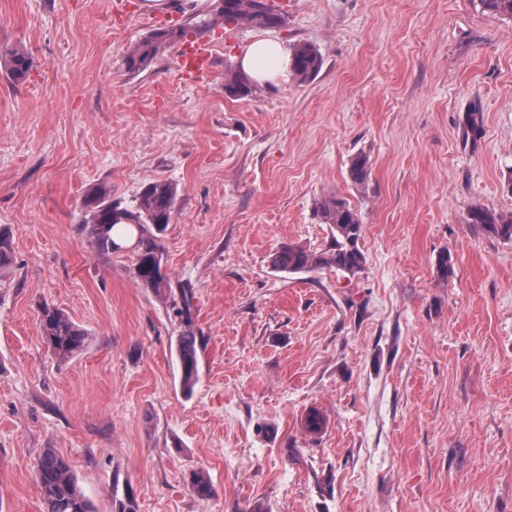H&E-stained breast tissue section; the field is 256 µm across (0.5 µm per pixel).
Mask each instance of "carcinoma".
<instances>
[{
  "label": "carcinoma",
  "instance_id": "obj_1",
  "mask_svg": "<svg viewBox=\"0 0 512 512\" xmlns=\"http://www.w3.org/2000/svg\"><path fill=\"white\" fill-rule=\"evenodd\" d=\"M489 13L512 19V0H480ZM284 16L265 0H219L207 14L185 25L157 28L131 44L123 55V64L129 72L146 70L168 47L183 42L189 35L215 27L273 29L283 25ZM323 64L321 54L310 43L297 44L290 52L289 73L305 82L315 76ZM32 67L27 52L14 49L8 53L7 69L17 83L25 80ZM252 93L251 82L238 66L225 67L224 95L244 98ZM349 175L356 184L363 185L370 175V159L358 154L350 161ZM177 185L161 179L148 184L137 196L135 205L126 208L112 201V187L100 183L84 198L86 220L83 232L99 252L120 251L128 241L138 242L133 251V275L143 286L162 292L169 287V277L162 272L160 240L175 217ZM314 214L322 224L329 225L331 241L323 251H311L298 244H284L270 255L271 268L279 273L312 272L325 267L352 274L360 271L365 257L358 247L363 224L358 211L343 198L323 196L316 200ZM467 222L479 224L490 233L512 241V216L505 217L481 205H473L467 213ZM193 292L179 289L171 308L182 322H192ZM42 336L56 358L65 361L80 352L87 342V333L71 316L54 304L43 303L39 308ZM178 361L183 389L190 393L198 381L197 336L186 331L178 343ZM36 484L43 512H92L91 505L81 493L68 460L49 448L36 466ZM192 491L200 498H209L213 487L208 473L197 470L190 480Z\"/></svg>",
  "mask_w": 512,
  "mask_h": 512
}]
</instances>
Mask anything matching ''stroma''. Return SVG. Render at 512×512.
<instances>
[{"mask_svg": "<svg viewBox=\"0 0 512 512\" xmlns=\"http://www.w3.org/2000/svg\"><path fill=\"white\" fill-rule=\"evenodd\" d=\"M112 2L0 0V512H42L47 448L94 512H512V241L466 221L477 202L512 214V19L480 0H273V36L323 66L230 99L225 64L256 30L202 33V81L172 47L131 73L126 47L159 23L145 0L113 21ZM158 179L178 189L161 250L193 291L188 327L131 252L81 229L95 184L128 207ZM323 195L358 210L362 270L272 271L281 245H328ZM45 301L88 334L69 360L41 335ZM212 67L211 48L206 43L188 45L178 55V69L188 79H201ZM31 67V58L24 50L14 49L8 53L7 69L14 82L20 83L25 80ZM178 361L181 372V383L187 393H191L198 381L197 336L185 331L178 343Z\"/></svg>", "mask_w": 512, "mask_h": 512, "instance_id": "stroma-1", "label": "stroma"}]
</instances>
